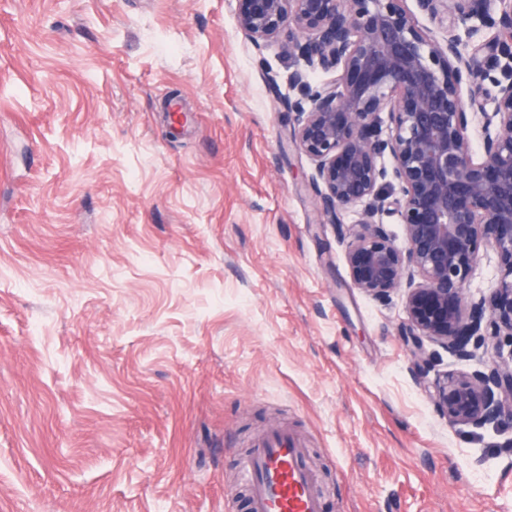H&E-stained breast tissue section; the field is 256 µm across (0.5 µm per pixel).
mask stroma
I'll use <instances>...</instances> for the list:
<instances>
[{"label":"stroma","instance_id":"obj_1","mask_svg":"<svg viewBox=\"0 0 512 512\" xmlns=\"http://www.w3.org/2000/svg\"><path fill=\"white\" fill-rule=\"evenodd\" d=\"M236 0H0V512H246L286 426L325 512H512V423L440 416L482 369L355 288Z\"/></svg>","mask_w":512,"mask_h":512}]
</instances>
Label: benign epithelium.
I'll return each mask as SVG.
<instances>
[{
	"instance_id": "benign-epithelium-1",
	"label": "benign epithelium",
	"mask_w": 512,
	"mask_h": 512,
	"mask_svg": "<svg viewBox=\"0 0 512 512\" xmlns=\"http://www.w3.org/2000/svg\"><path fill=\"white\" fill-rule=\"evenodd\" d=\"M240 31L302 63L284 96L293 137L314 165L317 223L350 238L356 288L377 300L405 290L413 370L427 340L467 360L492 347L483 369L449 374L433 401L453 425L512 421V0H237ZM448 10L439 40L418 14ZM336 72L313 85L309 73ZM388 136L381 137V114ZM482 123L474 149L467 131ZM390 159L391 165L385 164ZM364 205L351 226L340 214ZM404 228V246L383 222ZM496 250L498 288L477 299L467 275Z\"/></svg>"
}]
</instances>
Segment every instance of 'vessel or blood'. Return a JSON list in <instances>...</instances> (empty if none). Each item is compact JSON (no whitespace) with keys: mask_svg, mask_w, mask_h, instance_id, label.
Masks as SVG:
<instances>
[{"mask_svg":"<svg viewBox=\"0 0 512 512\" xmlns=\"http://www.w3.org/2000/svg\"><path fill=\"white\" fill-rule=\"evenodd\" d=\"M303 456L301 440L286 428L272 429L257 441L241 468L249 487L248 512H324Z\"/></svg>","mask_w":512,"mask_h":512,"instance_id":"vessel-or-blood-1","label":"vessel or blood"}]
</instances>
